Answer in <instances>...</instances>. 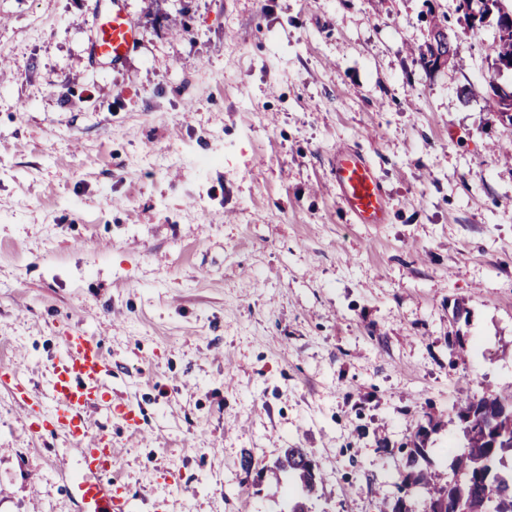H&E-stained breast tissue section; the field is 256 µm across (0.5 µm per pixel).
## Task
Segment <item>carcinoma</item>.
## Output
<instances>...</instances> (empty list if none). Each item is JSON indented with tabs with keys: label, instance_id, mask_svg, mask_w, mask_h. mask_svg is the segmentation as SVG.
<instances>
[{
	"label": "carcinoma",
	"instance_id": "1",
	"mask_svg": "<svg viewBox=\"0 0 512 512\" xmlns=\"http://www.w3.org/2000/svg\"><path fill=\"white\" fill-rule=\"evenodd\" d=\"M446 43L428 42L420 61L451 50ZM458 428L464 439L463 451L454 461L455 478L448 480L441 472L422 465L428 433L418 429L408 453L410 471L402 475L401 496L387 506V512H406L404 500L412 489L429 490L427 512H512V393L502 395L487 391L467 397L457 405ZM240 468L246 474L254 469L271 473L276 482H285L300 490L289 512H311L308 502L317 491L315 464L303 448H285L273 466L258 467L253 457L245 454Z\"/></svg>",
	"mask_w": 512,
	"mask_h": 512
}]
</instances>
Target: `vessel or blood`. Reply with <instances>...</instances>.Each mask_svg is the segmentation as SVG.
Returning a JSON list of instances; mask_svg holds the SVG:
<instances>
[{"label":"vessel or blood","instance_id":"vessel-or-blood-1","mask_svg":"<svg viewBox=\"0 0 512 512\" xmlns=\"http://www.w3.org/2000/svg\"><path fill=\"white\" fill-rule=\"evenodd\" d=\"M107 8L95 23L92 58L117 64L135 47L137 28L119 0H106ZM332 183L344 211L356 224H382L387 218V200L382 179L365 155L355 149H337L332 162ZM110 366L99 336L71 326L48 378L31 388L20 374H13L12 387L19 405L39 411L54 430L67 434L80 446L79 484L90 512H134V504L118 494L112 477L113 448L103 434L94 432L90 409L100 407Z\"/></svg>","mask_w":512,"mask_h":512}]
</instances>
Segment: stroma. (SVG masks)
<instances>
[{
  "label": "stroma",
  "mask_w": 512,
  "mask_h": 512,
  "mask_svg": "<svg viewBox=\"0 0 512 512\" xmlns=\"http://www.w3.org/2000/svg\"><path fill=\"white\" fill-rule=\"evenodd\" d=\"M122 2L139 42L112 66L103 0H0V360L37 388L68 326L102 338L112 411L89 415L136 512H283L239 461L285 448L317 512H383L431 419L452 473L458 399L512 392L494 24L456 0ZM436 20L455 59L430 72ZM340 146L386 223L344 213ZM78 460L0 381V512H85ZM332 183L353 224L386 222L387 200L382 179L362 152L349 147L336 149Z\"/></svg>",
  "instance_id": "1"
}]
</instances>
